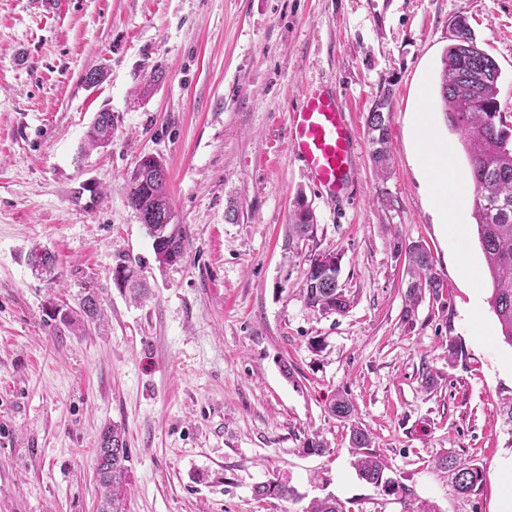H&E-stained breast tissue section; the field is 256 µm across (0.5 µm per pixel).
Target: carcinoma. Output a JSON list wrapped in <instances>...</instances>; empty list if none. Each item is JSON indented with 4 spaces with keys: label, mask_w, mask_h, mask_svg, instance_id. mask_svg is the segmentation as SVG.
Segmentation results:
<instances>
[{
    "label": "carcinoma",
    "mask_w": 512,
    "mask_h": 512,
    "mask_svg": "<svg viewBox=\"0 0 512 512\" xmlns=\"http://www.w3.org/2000/svg\"><path fill=\"white\" fill-rule=\"evenodd\" d=\"M458 43H449L441 57L439 72V97L448 127L459 134L468 156L472 187V215L476 223L479 243L487 262L488 276L492 283L489 304L495 313L504 340L512 345V127L507 125L498 102V83L487 81L478 90L458 91L454 87L456 71L467 65L461 55L460 44L480 49L466 20L458 18ZM366 130L373 146L372 159L377 172H384L389 161V129L378 120V115L367 113ZM112 142V113L99 112L91 124L84 141L87 150L105 147ZM168 173L163 163L139 161L126 180L127 199L142 223L149 229L160 226L165 237L152 243L157 261L172 265L184 259L187 234L183 225L174 222L172 199L167 190ZM315 233V224L303 204L294 211L292 224L284 247L291 249L297 240H305ZM396 253H405L406 275L404 317L410 318L425 291L436 298L443 296L445 284L433 272V258L420 241L403 244L394 242ZM55 256L47 250L36 249L31 254V264L38 272H52ZM340 267L332 268V275H325L322 264L315 259L309 265L302 288L306 304L322 314L340 313L347 309L348 300L340 293L338 284ZM82 317L94 321L101 317L98 293L89 289L81 298ZM332 416L349 421L354 405L342 394H334L328 404ZM125 432L117 425L102 429L96 452L100 454L97 481L100 501L97 512H125L127 486L129 485L128 448ZM350 446L356 449L354 467L361 479L374 485L385 494H393L396 482L385 473L386 466L380 454L370 450L368 430L353 423L349 430ZM443 469L452 472V487L459 494L475 491L482 482V472L451 458L440 462ZM259 499L276 496L288 499L294 490L286 484H263L255 488ZM307 512H345L343 503L333 496L314 500Z\"/></svg>",
    "instance_id": "cac0c4a2"
}]
</instances>
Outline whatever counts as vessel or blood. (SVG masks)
I'll return each mask as SVG.
<instances>
[{"instance_id":"b4317fda","label":"vessel or blood","mask_w":512,"mask_h":512,"mask_svg":"<svg viewBox=\"0 0 512 512\" xmlns=\"http://www.w3.org/2000/svg\"><path fill=\"white\" fill-rule=\"evenodd\" d=\"M348 108L334 86L317 84L289 113L288 145L313 183L330 197L348 193L354 139Z\"/></svg>"}]
</instances>
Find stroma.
Masks as SVG:
<instances>
[{"label": "stroma", "mask_w": 512, "mask_h": 512, "mask_svg": "<svg viewBox=\"0 0 512 512\" xmlns=\"http://www.w3.org/2000/svg\"><path fill=\"white\" fill-rule=\"evenodd\" d=\"M460 15L499 66L512 125V0H389L378 19L367 0H0V512H96L94 450L112 424L129 448L126 512H305L329 494L348 512H499L512 345L489 304L471 206L456 244L435 222L414 150L412 115L424 110L471 194L437 89ZM319 82L346 100L357 139L340 204L287 146L289 112ZM387 85L380 177L365 118ZM103 109L112 142L82 151ZM147 154L165 164L187 233L171 266L127 200L126 174ZM300 197L317 231L289 253ZM397 239L423 241L446 285L408 321ZM461 246L474 278L459 272ZM37 247L57 255L56 279L33 273ZM328 252L341 259V314L302 296L310 258ZM126 260L143 300L112 281ZM88 285L103 318L84 334L54 321ZM475 305L474 327L464 315ZM336 392L397 493L357 476L349 425L328 412ZM312 437L325 454L304 453ZM444 456L483 470L476 491L453 490ZM274 480L294 496L257 500L255 486Z\"/></svg>", "instance_id": "stroma-1"}]
</instances>
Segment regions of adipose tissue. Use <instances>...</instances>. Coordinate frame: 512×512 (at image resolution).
<instances>
[{"mask_svg": "<svg viewBox=\"0 0 512 512\" xmlns=\"http://www.w3.org/2000/svg\"><path fill=\"white\" fill-rule=\"evenodd\" d=\"M415 122L420 130L418 156L425 167L436 173L434 182L428 187L431 208L447 234L455 240H462V226L454 204L456 176L448 163V147L436 139L427 113H417Z\"/></svg>", "mask_w": 512, "mask_h": 512, "instance_id": "adipose-tissue-1", "label": "adipose tissue"}]
</instances>
